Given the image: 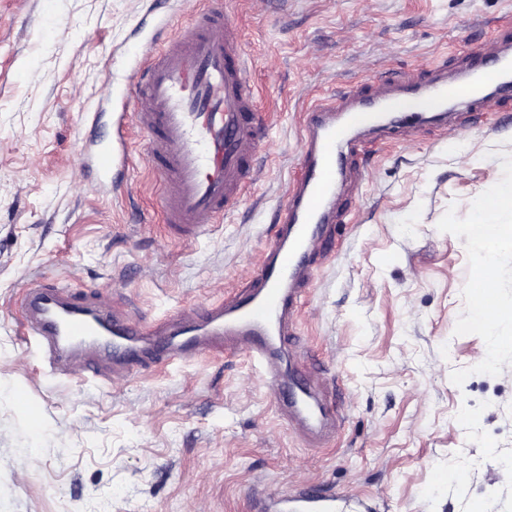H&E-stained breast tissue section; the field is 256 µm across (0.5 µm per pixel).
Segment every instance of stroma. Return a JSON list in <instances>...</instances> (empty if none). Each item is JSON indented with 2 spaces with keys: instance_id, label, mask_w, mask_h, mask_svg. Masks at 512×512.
I'll return each mask as SVG.
<instances>
[{
  "instance_id": "35a3bbf8",
  "label": "stroma",
  "mask_w": 512,
  "mask_h": 512,
  "mask_svg": "<svg viewBox=\"0 0 512 512\" xmlns=\"http://www.w3.org/2000/svg\"><path fill=\"white\" fill-rule=\"evenodd\" d=\"M155 0H0V512H252L254 495L318 484L372 512H512V365L465 324L475 201L512 179V100L471 123L376 139L341 192L345 220L295 315L343 418L314 448L241 353L147 360L103 380L51 373L24 334L25 285L71 286L113 314L196 318L245 287L298 174L303 113L322 94L463 68L512 38V0H238L266 135L256 181L211 231L173 241L133 133L122 196L81 163L87 112L116 89ZM42 462L26 470L31 416Z\"/></svg>"
}]
</instances>
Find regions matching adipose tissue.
I'll use <instances>...</instances> for the list:
<instances>
[{"label":"adipose tissue","mask_w":512,"mask_h":512,"mask_svg":"<svg viewBox=\"0 0 512 512\" xmlns=\"http://www.w3.org/2000/svg\"><path fill=\"white\" fill-rule=\"evenodd\" d=\"M481 230L474 238L479 258L491 257L502 242L512 241V181L498 185L478 204Z\"/></svg>","instance_id":"obj_1"}]
</instances>
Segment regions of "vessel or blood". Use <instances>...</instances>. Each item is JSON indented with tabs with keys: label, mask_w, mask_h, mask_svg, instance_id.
Returning <instances> with one entry per match:
<instances>
[{
	"label": "vessel or blood",
	"mask_w": 512,
	"mask_h": 512,
	"mask_svg": "<svg viewBox=\"0 0 512 512\" xmlns=\"http://www.w3.org/2000/svg\"><path fill=\"white\" fill-rule=\"evenodd\" d=\"M161 17L155 36L130 52L125 66L127 108L112 119V137L89 141L85 165L102 186L119 191L127 174L125 139L131 129L148 137L147 161L160 186L163 221L180 239L217 224L240 203L255 177L263 137L248 60L223 0H206L187 27L170 32ZM512 96V51L494 50L468 62L457 76L433 71L423 81L399 78L388 89L349 87L315 101L304 113L299 179L279 214V230L248 286L212 310L204 321L148 324L120 318L81 293L28 285L25 332L40 359L58 368L79 348L131 370L147 359L189 360L216 340L244 352L277 387V406L309 446L337 431L341 415L315 379L306 359L283 369L294 315L310 259L322 249L327 227L339 218L336 189L367 153L366 133L443 121L451 105L482 107V88ZM254 512H358L306 486L290 504L253 500Z\"/></svg>",
	"instance_id": "b4317fda"
}]
</instances>
